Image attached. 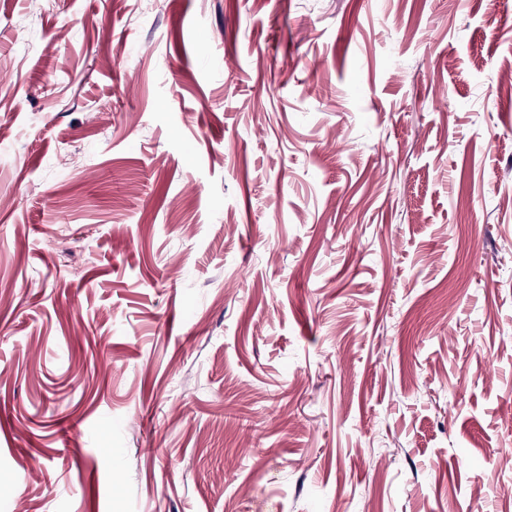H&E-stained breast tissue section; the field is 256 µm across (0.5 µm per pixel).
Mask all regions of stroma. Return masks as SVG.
<instances>
[{
	"mask_svg": "<svg viewBox=\"0 0 512 512\" xmlns=\"http://www.w3.org/2000/svg\"><path fill=\"white\" fill-rule=\"evenodd\" d=\"M512 0H0V512H512Z\"/></svg>",
	"mask_w": 512,
	"mask_h": 512,
	"instance_id": "1",
	"label": "stroma"
}]
</instances>
